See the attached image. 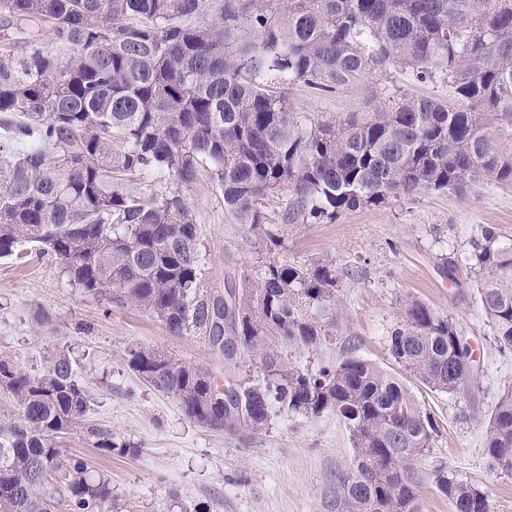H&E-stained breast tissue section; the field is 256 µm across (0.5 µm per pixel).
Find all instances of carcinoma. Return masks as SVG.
Wrapping results in <instances>:
<instances>
[{
  "label": "carcinoma",
  "mask_w": 512,
  "mask_h": 512,
  "mask_svg": "<svg viewBox=\"0 0 512 512\" xmlns=\"http://www.w3.org/2000/svg\"><path fill=\"white\" fill-rule=\"evenodd\" d=\"M0 258L29 244L70 281L132 305L170 336L192 331L216 354L236 343L262 379L231 385L153 348L129 366L214 431L257 430L281 412H332L353 465L336 512H421L422 482L453 512H491L488 495L444 466L420 477L434 424L408 388L348 351L312 374L276 347L337 337L336 267L268 262L256 285L203 287L200 228L185 192L208 177L234 222L278 244L262 203L288 191L285 224L341 215L422 191L512 186V0H0ZM394 69L442 82L448 100L386 95L380 109L306 125L281 88L332 93ZM143 182L147 192L129 186ZM465 260L496 343L512 350V239L479 227ZM405 372L438 392L475 389L457 327L413 299L389 340ZM0 512H119L112 480L59 446L75 427L103 456L138 449L86 421L87 392L57 351L26 372L0 357ZM490 467L512 476V388L486 430Z\"/></svg>",
  "instance_id": "1"
}]
</instances>
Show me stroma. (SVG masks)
<instances>
[{
  "label": "stroma",
  "instance_id": "1",
  "mask_svg": "<svg viewBox=\"0 0 512 512\" xmlns=\"http://www.w3.org/2000/svg\"><path fill=\"white\" fill-rule=\"evenodd\" d=\"M395 80V74L376 72L335 93L320 95L298 84L285 95L299 115L333 123L374 111L381 89ZM187 201L201 227L205 288L257 281L273 259L310 267L333 262L337 340L313 349L285 348L282 357L315 371L350 348L394 374L436 428L420 469L446 466L486 492L493 512H512V477L496 475L484 454L498 396L512 388V352L496 345L479 301L480 275L464 260L478 225H493L512 238V187L488 183L462 195L424 192L343 214L332 224H291L276 245L236 224L207 177L188 191ZM412 299L452 320L471 345L478 382L473 397L430 391L392 359L389 334ZM42 310L52 315L51 324L40 322ZM139 347L206 368L218 381L257 373L243 351L225 359L196 335H168L150 316L72 284L59 264L35 256L23 264L0 259V356L35 372L54 351L69 353L91 398V422L139 451L104 457L79 431L63 448L110 476L125 512H185L197 504L212 512H336V478L350 468L353 449L335 414L284 412L257 431H210L129 369V353Z\"/></svg>",
  "mask_w": 512,
  "mask_h": 512
}]
</instances>
